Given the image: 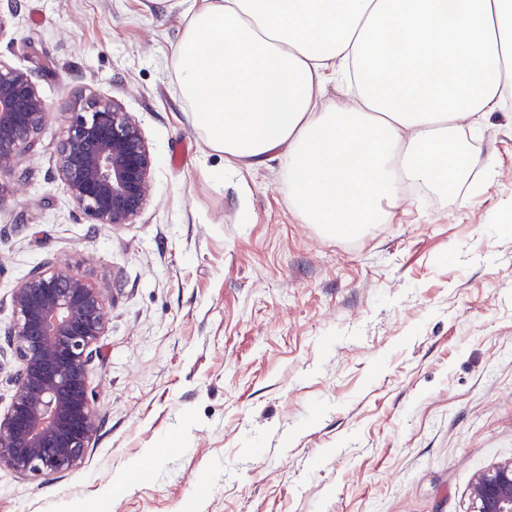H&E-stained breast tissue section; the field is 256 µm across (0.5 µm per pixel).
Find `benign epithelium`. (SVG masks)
I'll return each mask as SVG.
<instances>
[{
	"mask_svg": "<svg viewBox=\"0 0 512 512\" xmlns=\"http://www.w3.org/2000/svg\"><path fill=\"white\" fill-rule=\"evenodd\" d=\"M37 76L36 69L0 62V173L15 171L45 125ZM153 167L137 122L108 101L72 117L56 172L74 210L114 227L144 211ZM106 305L81 274L49 261L14 285L4 338L17 367L10 405L0 412V468L29 477L82 462L96 433L89 368L100 355ZM470 498L473 512H512V460L476 475Z\"/></svg>",
	"mask_w": 512,
	"mask_h": 512,
	"instance_id": "benign-epithelium-1",
	"label": "benign epithelium"
}]
</instances>
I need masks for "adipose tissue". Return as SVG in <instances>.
Returning <instances> with one entry per match:
<instances>
[{
  "instance_id": "ef3b65f1",
  "label": "adipose tissue",
  "mask_w": 512,
  "mask_h": 512,
  "mask_svg": "<svg viewBox=\"0 0 512 512\" xmlns=\"http://www.w3.org/2000/svg\"><path fill=\"white\" fill-rule=\"evenodd\" d=\"M175 78L233 170L279 161L303 224L386 223L409 184L441 192L494 155H460L512 96V0H177ZM354 96H325L329 84Z\"/></svg>"
}]
</instances>
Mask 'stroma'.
Wrapping results in <instances>:
<instances>
[{
	"label": "stroma",
	"mask_w": 512,
	"mask_h": 512,
	"mask_svg": "<svg viewBox=\"0 0 512 512\" xmlns=\"http://www.w3.org/2000/svg\"><path fill=\"white\" fill-rule=\"evenodd\" d=\"M180 9L153 0H22L0 61L38 69L48 107L0 175V329L12 285L46 261L122 292L92 366L83 461L19 479L0 512H471L512 459V118L485 192L417 188L387 224L299 223L278 161L232 171L174 75ZM139 123L154 196L130 224L75 214L56 175L74 113L103 99Z\"/></svg>",
	"instance_id": "stroma-1"
}]
</instances>
